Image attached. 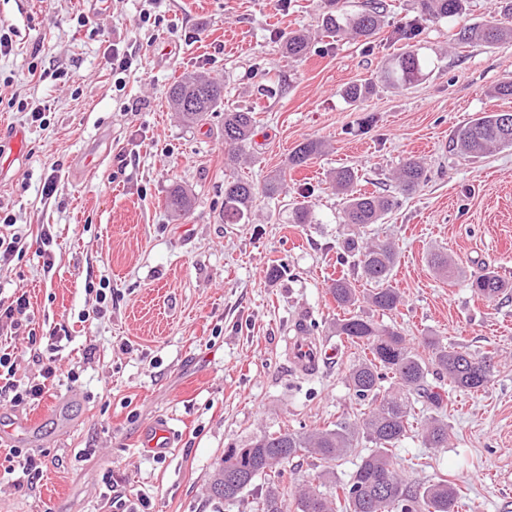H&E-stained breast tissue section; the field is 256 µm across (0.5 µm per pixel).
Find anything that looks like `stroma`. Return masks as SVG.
<instances>
[{
	"instance_id": "1",
	"label": "stroma",
	"mask_w": 512,
	"mask_h": 512,
	"mask_svg": "<svg viewBox=\"0 0 512 512\" xmlns=\"http://www.w3.org/2000/svg\"><path fill=\"white\" fill-rule=\"evenodd\" d=\"M319 2L108 0L91 15L82 0H0V27L15 32L12 52L0 56V128L26 134L0 173V211L29 244L0 268V297L25 291L24 322L62 331L44 398L57 413L20 439L13 418L38 406L0 402V461L16 450L45 461L33 479L0 468V512H113L116 498L129 512H254L256 487L232 504L207 497L225 448L264 431L360 421L368 406L345 375L364 352L337 335L345 312L328 287L343 273L359 292L368 286L341 264L346 228L331 177L349 166L358 189L381 192L411 156L424 163V184L365 230L394 244L391 283L403 303L361 311L410 345L433 336L489 355L491 381L449 390L447 447L411 434L397 460L408 481L448 480L459 512H512V294L485 301L468 284L484 266L512 282V149L477 158L451 149L455 129L475 115L512 112V97L493 94L512 77V42L456 45V25L419 22L412 0H385V25L370 43L338 41L321 34ZM143 13L162 21L140 23ZM414 24L417 35L399 39ZM294 30L307 32L311 51L291 61L280 39ZM116 47L134 53L130 71L113 72ZM408 47L425 59V78L407 89L379 81ZM58 69L64 79H54ZM189 73L224 85L221 111L194 127L166 99ZM370 79L367 98H345L348 85ZM262 84L272 94L260 95ZM15 92L50 105L48 126L7 106ZM240 109L254 110L257 126L239 175L260 186L277 174L283 185L257 197L251 223L227 224L221 128L225 112ZM308 139L322 142L321 153L290 168V153ZM87 161L92 171L76 177ZM53 174L58 190L43 197ZM175 184L194 197L181 218L165 206ZM303 195L315 221L291 223ZM46 224L50 268L38 254ZM436 252L459 268L455 281L432 267ZM275 267L282 275L273 279ZM99 280L109 281L112 301L98 318L86 284ZM299 323L313 326L329 355L311 375L290 361ZM160 418L175 433L163 458L142 445Z\"/></svg>"
}]
</instances>
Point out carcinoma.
I'll list each match as a JSON object with an SVG mask.
<instances>
[{
	"label": "carcinoma",
	"instance_id": "1",
	"mask_svg": "<svg viewBox=\"0 0 512 512\" xmlns=\"http://www.w3.org/2000/svg\"><path fill=\"white\" fill-rule=\"evenodd\" d=\"M321 27L331 38L345 37L366 41L384 25L385 5L369 0L365 8L350 13L343 0H321ZM414 9L425 22L455 21L463 12V0H414ZM499 18L483 24L463 25L455 33L459 44H493L512 38V0H498ZM281 52L288 59H302L310 51L309 37L301 31L289 32L281 41ZM424 62L407 48L395 55L383 71L391 85L406 87L423 76ZM168 102L184 123L198 125L217 111L224 100V85L202 76H185L167 91ZM255 120L249 109L224 113V168L239 161V152L251 143ZM455 148L476 156L491 150L512 149V112H490L473 118L460 127L453 139ZM322 145L308 140L297 145L289 155L293 168L302 167L320 153ZM358 171L343 167L336 171V188L346 194L342 223L351 230L376 224L395 205L392 196L375 193L349 194ZM425 168L417 159L406 160L397 170L395 180L403 194L416 191L425 180ZM280 179H270L262 188L235 174L224 175V223L239 224L249 218L258 194L278 193ZM193 206L190 194L179 184L172 186L166 207L175 215L188 214ZM343 263L373 285L366 296L357 295L352 282L341 275L332 280L328 291L337 305L345 310L364 299L376 311L392 312L402 304V295L391 285L396 252L388 241H363L350 238L345 242ZM470 287L484 299L493 300L508 288V283L494 270H481L473 276ZM336 335L366 346L369 355L349 367L346 382L352 395L369 405L370 410L359 425H338L302 432L265 431L241 448L224 451L221 465L212 475L210 498L235 502L247 487L261 478L263 492L257 512H288V498L295 501L296 512H457L455 488L446 480L428 486L415 485L404 479L396 468L393 448L410 433L420 435L429 448L448 445V422L440 416L420 421L415 404H427L438 410L447 405L446 390L433 385L436 380L449 381L457 388L478 391L491 380L487 358L478 359L460 346L444 345L432 336H424L422 349L407 343L395 326L385 325L372 317L351 313L336 322ZM372 444L362 456L346 483L336 484V491L324 492L315 486L295 490L292 477L275 455L286 452L293 459L310 455L322 467L318 479L334 475L333 464L354 450L359 438ZM229 465L238 481L224 492V468Z\"/></svg>",
	"mask_w": 512,
	"mask_h": 512
}]
</instances>
